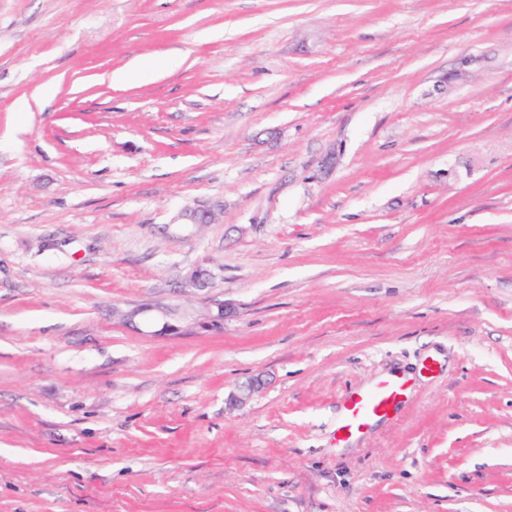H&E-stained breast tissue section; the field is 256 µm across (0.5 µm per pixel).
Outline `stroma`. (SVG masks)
<instances>
[{
  "instance_id": "1",
  "label": "stroma",
  "mask_w": 512,
  "mask_h": 512,
  "mask_svg": "<svg viewBox=\"0 0 512 512\" xmlns=\"http://www.w3.org/2000/svg\"><path fill=\"white\" fill-rule=\"evenodd\" d=\"M0 512H512V0H0ZM408 390L407 380L390 377L353 392L344 403L343 420L337 429L339 440L361 433L374 421L388 416L404 400Z\"/></svg>"
}]
</instances>
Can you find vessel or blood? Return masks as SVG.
I'll return each instance as SVG.
<instances>
[{"label": "vessel or blood", "mask_w": 512, "mask_h": 512, "mask_svg": "<svg viewBox=\"0 0 512 512\" xmlns=\"http://www.w3.org/2000/svg\"><path fill=\"white\" fill-rule=\"evenodd\" d=\"M408 390L407 380L390 377L353 392L344 403L343 420L337 429L340 439L363 432L374 421L388 416L404 400Z\"/></svg>", "instance_id": "obj_1"}]
</instances>
